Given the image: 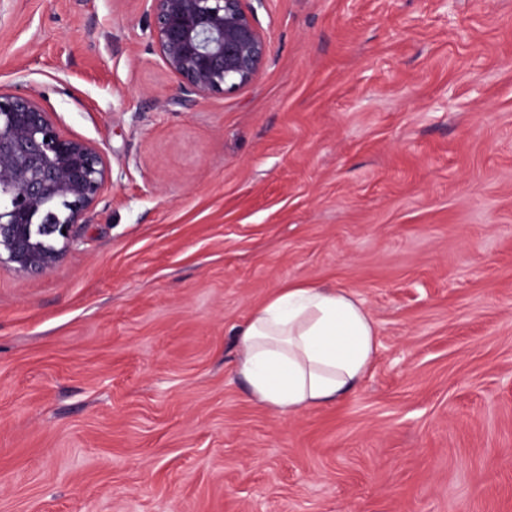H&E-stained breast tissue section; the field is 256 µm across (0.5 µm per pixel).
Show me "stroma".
Masks as SVG:
<instances>
[{
    "instance_id": "35a3bbf8",
    "label": "stroma",
    "mask_w": 512,
    "mask_h": 512,
    "mask_svg": "<svg viewBox=\"0 0 512 512\" xmlns=\"http://www.w3.org/2000/svg\"><path fill=\"white\" fill-rule=\"evenodd\" d=\"M248 85L175 104L141 0H0V89L110 183L0 266V512H512V0H263ZM361 300L347 397L236 372L278 288Z\"/></svg>"
}]
</instances>
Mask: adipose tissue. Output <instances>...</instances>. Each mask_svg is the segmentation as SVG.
Returning a JSON list of instances; mask_svg holds the SVG:
<instances>
[{"instance_id": "adipose-tissue-1", "label": "adipose tissue", "mask_w": 512, "mask_h": 512, "mask_svg": "<svg viewBox=\"0 0 512 512\" xmlns=\"http://www.w3.org/2000/svg\"><path fill=\"white\" fill-rule=\"evenodd\" d=\"M236 334L237 369L254 398L287 416L352 392L372 364L378 336L351 293L313 283L280 289Z\"/></svg>"}]
</instances>
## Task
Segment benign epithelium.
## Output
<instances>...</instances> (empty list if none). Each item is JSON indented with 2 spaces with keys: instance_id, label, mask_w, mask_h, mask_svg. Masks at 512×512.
<instances>
[{
  "instance_id": "1",
  "label": "benign epithelium",
  "mask_w": 512,
  "mask_h": 512,
  "mask_svg": "<svg viewBox=\"0 0 512 512\" xmlns=\"http://www.w3.org/2000/svg\"><path fill=\"white\" fill-rule=\"evenodd\" d=\"M142 2L150 45L182 95L234 92L263 67L262 0ZM109 181L101 148L64 134L40 98L0 90V266L51 272Z\"/></svg>"
}]
</instances>
